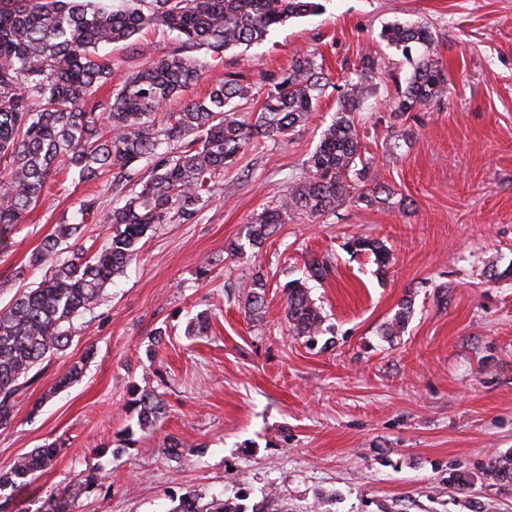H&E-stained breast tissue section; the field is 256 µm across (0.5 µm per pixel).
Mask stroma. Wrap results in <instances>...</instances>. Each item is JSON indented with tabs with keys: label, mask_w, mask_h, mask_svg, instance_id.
Instances as JSON below:
<instances>
[{
	"label": "stroma",
	"mask_w": 512,
	"mask_h": 512,
	"mask_svg": "<svg viewBox=\"0 0 512 512\" xmlns=\"http://www.w3.org/2000/svg\"><path fill=\"white\" fill-rule=\"evenodd\" d=\"M321 4L225 52L216 74L251 85L247 113L266 77L303 51L323 54L333 85L305 126L255 140L226 166L194 220L148 231L136 261L75 321L69 347L44 361L0 429V471L44 444L58 453L14 512H35L93 469L110 486L82 494L79 512H169L185 494L203 505L240 497L265 512H512V485L487 474L492 455L512 453V0ZM405 20L433 30L448 82L397 139L391 112L413 65L380 33ZM366 53L377 71L355 114L370 159L365 185L388 187L395 203L293 214L261 248L231 256L253 215L304 176ZM52 192L0 245V307L41 281L31 257L79 199L113 204L104 184L73 180ZM354 236L390 248L384 275L372 256L344 250ZM327 253L329 274L309 286L332 342L310 344L288 330L284 285L304 277L309 255ZM258 271L268 286L254 317L242 287ZM406 302L403 335L385 339ZM199 315L208 329L188 335ZM157 328L165 336L150 360ZM78 362L81 380L50 394ZM133 384L162 393L167 412L129 438ZM170 436L186 446L180 460L161 452ZM452 467L461 475L453 486Z\"/></svg>",
	"instance_id": "stroma-1"
}]
</instances>
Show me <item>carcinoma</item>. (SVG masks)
Listing matches in <instances>:
<instances>
[{
    "label": "carcinoma",
    "mask_w": 512,
    "mask_h": 512,
    "mask_svg": "<svg viewBox=\"0 0 512 512\" xmlns=\"http://www.w3.org/2000/svg\"><path fill=\"white\" fill-rule=\"evenodd\" d=\"M320 9L319 0H0V238L49 197L60 176L95 185L107 179L121 201L103 214L96 195L78 200L74 216L58 224L33 257V265L45 268L41 282L0 308L1 429L11 426L16 397L30 373L68 346L74 321L99 305L104 289L137 258L146 232L156 224L191 221L224 166L254 139L275 140L305 125L329 86L315 54L303 52L286 71L268 78L257 115L245 117L239 106L252 97V87L235 78L215 80L203 98L185 96L205 72L195 53L219 62L224 51L258 44L283 21ZM148 26L174 34V42L112 84L114 63L100 48L121 44L145 56L150 48L139 34ZM381 38L405 56L418 54L393 105V119L402 121L443 96L447 75L434 57L429 26L396 22L384 27ZM375 71V59L361 55L357 81L347 83L336 118L307 160L306 176L275 206L252 217L248 245H235L233 253L261 247L292 213L330 216L352 198L368 206L389 203L390 189L358 187L368 162L354 114ZM91 219L112 225V236L95 250L81 243ZM344 247L374 256L378 274H385L390 252L383 241L353 236ZM306 272L310 279H324L329 258L309 256ZM266 287L259 272L244 287L250 315L261 314ZM284 288L289 331L315 342L323 333L321 307L305 281L291 280ZM409 314L406 302L383 335H402ZM83 370L73 364L51 392L78 380ZM129 406L144 431L164 414L166 403L161 394L135 385ZM56 456L54 445L36 448L0 472V512H13L15 495ZM489 471L511 484L512 454L493 456ZM168 512L246 510L224 499L203 508L183 496Z\"/></svg>",
    "instance_id": "cac0c4a2"
}]
</instances>
